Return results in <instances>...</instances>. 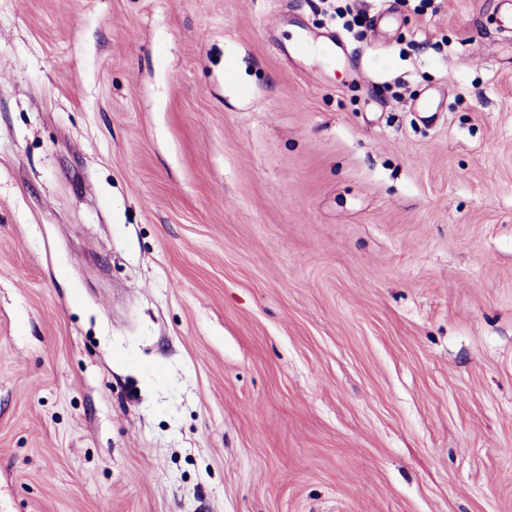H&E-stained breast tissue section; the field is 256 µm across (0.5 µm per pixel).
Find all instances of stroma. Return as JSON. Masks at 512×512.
<instances>
[{
  "label": "stroma",
  "instance_id": "obj_1",
  "mask_svg": "<svg viewBox=\"0 0 512 512\" xmlns=\"http://www.w3.org/2000/svg\"><path fill=\"white\" fill-rule=\"evenodd\" d=\"M355 4L0 0V512H512V31ZM312 47H317L328 54L336 65L344 66L346 62V50L341 37L333 32L327 35H321L318 40L312 38L301 39L294 45V52L298 55L307 54Z\"/></svg>",
  "mask_w": 512,
  "mask_h": 512
}]
</instances>
